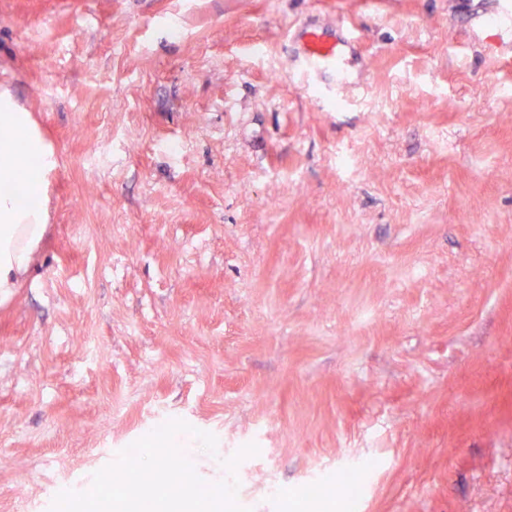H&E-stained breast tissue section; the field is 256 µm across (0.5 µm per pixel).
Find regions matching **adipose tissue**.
I'll return each instance as SVG.
<instances>
[{
	"label": "adipose tissue",
	"instance_id": "ef3b65f1",
	"mask_svg": "<svg viewBox=\"0 0 512 512\" xmlns=\"http://www.w3.org/2000/svg\"><path fill=\"white\" fill-rule=\"evenodd\" d=\"M0 93V295L28 273L47 232L49 174L57 160L29 113Z\"/></svg>",
	"mask_w": 512,
	"mask_h": 512
}]
</instances>
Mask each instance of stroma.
I'll list each match as a JSON object with an SVG mask.
<instances>
[{
  "label": "stroma",
  "instance_id": "obj_1",
  "mask_svg": "<svg viewBox=\"0 0 512 512\" xmlns=\"http://www.w3.org/2000/svg\"><path fill=\"white\" fill-rule=\"evenodd\" d=\"M464 10L0 0V91L58 157L0 300V512L173 419L216 436L176 438L209 484L258 446L249 512H512V61ZM342 18L339 108L291 59Z\"/></svg>",
  "mask_w": 512,
  "mask_h": 512
}]
</instances>
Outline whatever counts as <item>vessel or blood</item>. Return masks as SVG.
Here are the masks:
<instances>
[{"instance_id":"1","label":"vessel or blood","mask_w":512,"mask_h":512,"mask_svg":"<svg viewBox=\"0 0 512 512\" xmlns=\"http://www.w3.org/2000/svg\"><path fill=\"white\" fill-rule=\"evenodd\" d=\"M472 26L482 29L489 53L504 56L512 50V0H487L470 11ZM298 49L293 67L306 86L327 100L338 99L343 88L353 86L354 35L340 25L307 23L295 31Z\"/></svg>"}]
</instances>
